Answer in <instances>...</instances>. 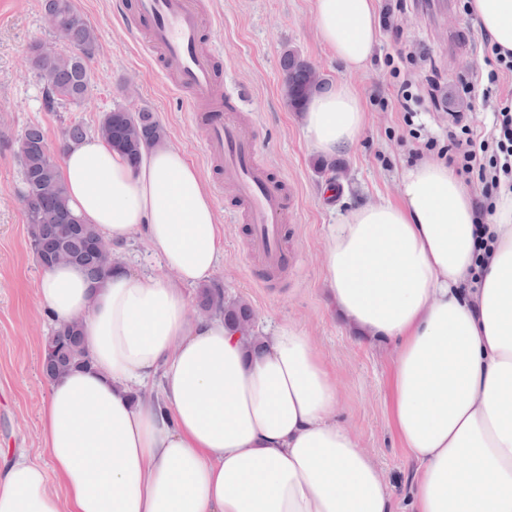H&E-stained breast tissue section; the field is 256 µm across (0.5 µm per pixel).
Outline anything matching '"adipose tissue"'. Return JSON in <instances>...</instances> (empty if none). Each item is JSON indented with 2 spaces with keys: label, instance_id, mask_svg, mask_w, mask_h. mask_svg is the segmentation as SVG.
<instances>
[{
  "label": "adipose tissue",
  "instance_id": "adipose-tissue-1",
  "mask_svg": "<svg viewBox=\"0 0 512 512\" xmlns=\"http://www.w3.org/2000/svg\"><path fill=\"white\" fill-rule=\"evenodd\" d=\"M512 53V0H469ZM317 34L346 70L378 40L375 0H315ZM339 82L308 101L303 132L325 156L365 126ZM71 208L105 239L146 233L175 279L121 269L92 285L48 269L36 290L54 320L83 317L89 367L50 383L40 413L51 466L20 457L0 475V512H394L374 460L332 418L337 391L291 325L253 341L223 317L190 321L187 287L213 276L224 233L197 168L174 148L138 166L100 138L59 168ZM400 202L332 225L325 286L358 334L393 339L392 418L417 468L411 512H512V190L496 200L475 287L472 194L424 159ZM158 383L157 395L142 387Z\"/></svg>",
  "mask_w": 512,
  "mask_h": 512
}]
</instances>
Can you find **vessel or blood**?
Instances as JSON below:
<instances>
[{"label": "vessel or blood", "mask_w": 512, "mask_h": 512, "mask_svg": "<svg viewBox=\"0 0 512 512\" xmlns=\"http://www.w3.org/2000/svg\"><path fill=\"white\" fill-rule=\"evenodd\" d=\"M134 15L148 49L162 57L167 74L186 96L193 120L205 127V150L222 164L224 182L233 188L248 226V255L265 272L298 265L285 238V218L294 201L284 179L260 161L256 138L239 121L238 98L219 105L212 97L217 53L200 45L206 18L198 0H136Z\"/></svg>", "instance_id": "vessel-or-blood-1"}]
</instances>
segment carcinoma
<instances>
[{
    "instance_id": "cac0c4a2",
    "label": "carcinoma",
    "mask_w": 512,
    "mask_h": 512,
    "mask_svg": "<svg viewBox=\"0 0 512 512\" xmlns=\"http://www.w3.org/2000/svg\"><path fill=\"white\" fill-rule=\"evenodd\" d=\"M45 13L53 18L54 29L64 38L70 51L60 53L47 43L30 49L31 69L44 84L45 105L78 104L87 95L91 83L88 60L94 54L98 36L95 29L74 8L71 0H42ZM285 96L290 110L304 109L312 93L323 84L313 64L298 51L289 49L281 57ZM94 134L124 154L131 166L140 163L142 155L162 143L166 131L152 113L130 112L116 106L102 113L98 125L91 129L82 122H71L63 129V149L82 142ZM46 144L40 126H28L17 141L16 155L21 165L22 189L35 203L33 215L27 217L30 244L44 249L63 251L70 264L87 279L98 284L115 270L112 246L97 250L94 245L103 237L91 224L80 218L66 224L64 217L73 215L64 184L58 176V165L48 162L43 154ZM51 187L45 195L42 188ZM200 310L224 316V322L235 330H252L255 313L242 299H231L217 283L199 289ZM42 369L49 380L90 362L82 325L78 322L56 323L48 336Z\"/></svg>"
}]
</instances>
